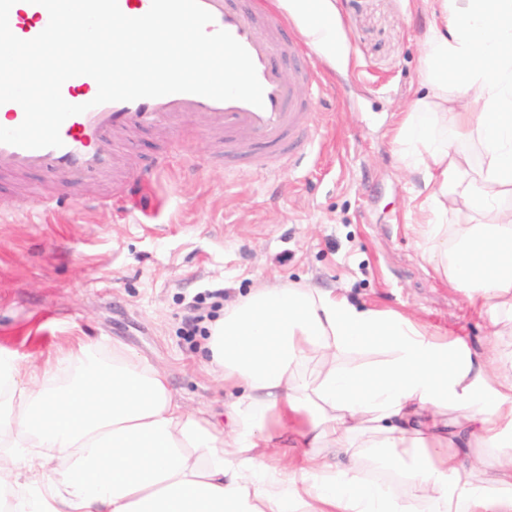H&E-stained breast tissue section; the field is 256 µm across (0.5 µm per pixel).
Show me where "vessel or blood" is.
<instances>
[{
    "mask_svg": "<svg viewBox=\"0 0 512 512\" xmlns=\"http://www.w3.org/2000/svg\"><path fill=\"white\" fill-rule=\"evenodd\" d=\"M200 4L214 17L208 32H229L250 54L263 87L262 106L191 93L98 105L96 81L76 76L63 83L61 94L68 103L86 105L87 110L62 123V147L25 149L0 143V177L11 179L39 169L63 186L84 173L109 181L122 171L119 143L125 135L148 128L172 132L181 121L197 115L206 116L208 135L223 140L225 168L248 161H302L313 142L312 104L297 97L296 86L312 82L316 72L303 33L318 23V7L294 18L300 34L286 40L271 16L270 0H249L244 6L238 0H200ZM8 21L16 37L30 40L47 27L49 14L34 0H16ZM286 58L295 65L284 73L280 63Z\"/></svg>",
    "mask_w": 512,
    "mask_h": 512,
    "instance_id": "vessel-or-blood-1",
    "label": "vessel or blood"
}]
</instances>
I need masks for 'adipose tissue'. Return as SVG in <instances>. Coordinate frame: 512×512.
Wrapping results in <instances>:
<instances>
[{
    "label": "adipose tissue",
    "mask_w": 512,
    "mask_h": 512,
    "mask_svg": "<svg viewBox=\"0 0 512 512\" xmlns=\"http://www.w3.org/2000/svg\"><path fill=\"white\" fill-rule=\"evenodd\" d=\"M430 15L394 140L422 183L410 222L435 273L512 327V0ZM452 134L476 139L478 170ZM209 331L206 365L234 392L224 428L124 348L80 344L43 370L0 352V512H512V357L288 283ZM288 432L293 460L273 447ZM383 457L392 479L371 480Z\"/></svg>",
    "instance_id": "ef3b65f1"
}]
</instances>
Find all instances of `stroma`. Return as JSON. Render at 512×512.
<instances>
[{
    "instance_id": "35a3bbf8",
    "label": "stroma",
    "mask_w": 512,
    "mask_h": 512,
    "mask_svg": "<svg viewBox=\"0 0 512 512\" xmlns=\"http://www.w3.org/2000/svg\"><path fill=\"white\" fill-rule=\"evenodd\" d=\"M332 2L340 49L301 88L316 108L299 165L226 172L196 118L167 165V137L144 130L122 145L127 178L72 188L123 196L122 209L45 213L0 185V350L43 365L79 339L106 354L120 345L163 370L187 408L220 420L228 393L202 365V339L181 334L186 306L220 289L224 309L288 282L512 356V331L494 335L407 222L412 185L392 136L419 87L428 11L421 0Z\"/></svg>"
}]
</instances>
